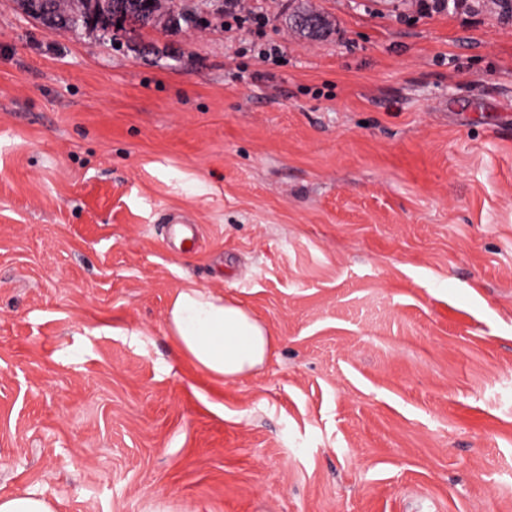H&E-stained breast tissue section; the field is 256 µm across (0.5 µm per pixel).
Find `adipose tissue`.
I'll use <instances>...</instances> for the list:
<instances>
[{
	"instance_id": "1",
	"label": "adipose tissue",
	"mask_w": 512,
	"mask_h": 512,
	"mask_svg": "<svg viewBox=\"0 0 512 512\" xmlns=\"http://www.w3.org/2000/svg\"><path fill=\"white\" fill-rule=\"evenodd\" d=\"M165 330L183 357L223 381L262 371L276 345L267 324L224 291L194 285L176 289Z\"/></svg>"
}]
</instances>
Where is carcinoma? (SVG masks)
Returning <instances> with one entry per match:
<instances>
[{"instance_id":"1","label":"carcinoma","mask_w":512,"mask_h":512,"mask_svg":"<svg viewBox=\"0 0 512 512\" xmlns=\"http://www.w3.org/2000/svg\"><path fill=\"white\" fill-rule=\"evenodd\" d=\"M93 3L96 4V12L103 25H146L153 22L162 10V0H55V14L47 25L55 29L68 23L70 15L90 9ZM312 15L314 11L301 6L289 16L288 21L303 37L314 39L316 34L303 25V21Z\"/></svg>"}]
</instances>
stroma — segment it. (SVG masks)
Wrapping results in <instances>:
<instances>
[{"label": "stroma", "instance_id": "obj_1", "mask_svg": "<svg viewBox=\"0 0 512 512\" xmlns=\"http://www.w3.org/2000/svg\"><path fill=\"white\" fill-rule=\"evenodd\" d=\"M301 1L325 38L287 26ZM251 4L263 27L163 0L105 35L0 0V496L512 512V18ZM190 283L266 322L262 372L181 356Z\"/></svg>", "mask_w": 512, "mask_h": 512}]
</instances>
